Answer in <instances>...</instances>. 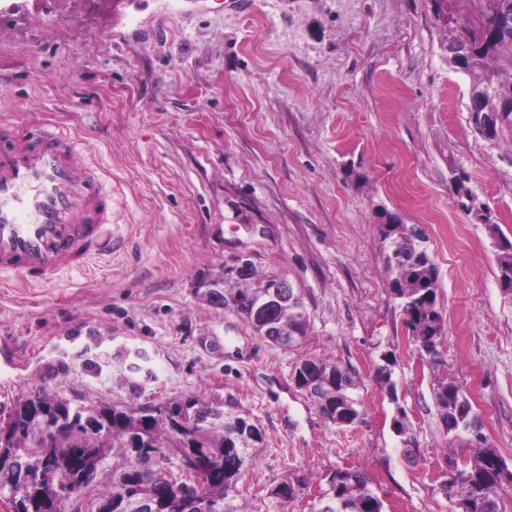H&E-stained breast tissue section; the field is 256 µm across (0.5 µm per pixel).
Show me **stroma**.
<instances>
[{
  "instance_id": "obj_1",
  "label": "stroma",
  "mask_w": 512,
  "mask_h": 512,
  "mask_svg": "<svg viewBox=\"0 0 512 512\" xmlns=\"http://www.w3.org/2000/svg\"><path fill=\"white\" fill-rule=\"evenodd\" d=\"M455 33L431 0H0V114L82 137L123 241L46 285L0 280V420L38 389L128 406L198 392L264 434L243 512H311L348 468L384 512H464L438 486L467 439L440 421L378 232L388 211L427 237L448 377L512 468V300L488 231L512 240V135L474 133ZM238 252L300 289L301 348L197 294ZM389 353L391 390L375 379ZM304 356L355 374L360 422L295 387ZM301 476L279 506L271 489Z\"/></svg>"
}]
</instances>
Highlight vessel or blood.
Returning a JSON list of instances; mask_svg holds the SVG:
<instances>
[{
	"label": "vessel or blood",
	"mask_w": 512,
	"mask_h": 512,
	"mask_svg": "<svg viewBox=\"0 0 512 512\" xmlns=\"http://www.w3.org/2000/svg\"><path fill=\"white\" fill-rule=\"evenodd\" d=\"M62 127L0 124V276L54 281L121 247L112 194Z\"/></svg>",
	"instance_id": "vessel-or-blood-1"
}]
</instances>
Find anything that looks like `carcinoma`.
Wrapping results in <instances>:
<instances>
[{"instance_id":"1","label":"carcinoma","mask_w":512,"mask_h":512,"mask_svg":"<svg viewBox=\"0 0 512 512\" xmlns=\"http://www.w3.org/2000/svg\"><path fill=\"white\" fill-rule=\"evenodd\" d=\"M512 0H489L477 28L464 23L451 39L466 50L454 65L466 73L479 71L474 86L486 84L512 89ZM380 242L389 271L390 298L405 317L409 339L434 375L433 398L446 433L458 437L464 424L477 418L461 387L445 364L444 321L437 306L438 274L424 246L426 238L388 211L378 225ZM499 279H512V241L499 249ZM283 276L258 271L254 262L240 265L237 257L224 260L221 271L204 275L198 288L207 301L239 315L264 341L284 347L306 340L309 315L296 290L279 287ZM295 386L316 403L322 416L338 425L356 422L361 415L359 382L351 371L329 359L304 357L293 367ZM264 442L252 418L233 405L200 394L176 396L164 402L159 414L152 405H80L58 394L34 391L15 403L8 420L0 422V502L14 512H62L59 505L83 474L86 486L94 485L92 472L105 468L110 481L94 494L98 512H142L138 505L151 501L173 505L179 490L167 472L155 464L152 453L176 456L192 451L203 473L194 489L208 512H239L234 504L237 484L251 466V449ZM472 455L461 468L455 489L466 512H487L498 504V489L512 483V470L487 438L468 439ZM66 481L44 477L47 462ZM367 475L345 469L333 473L321 493L315 512H383V502L369 487ZM307 485L306 478L285 482L270 491L279 505L294 500Z\"/></svg>"}]
</instances>
